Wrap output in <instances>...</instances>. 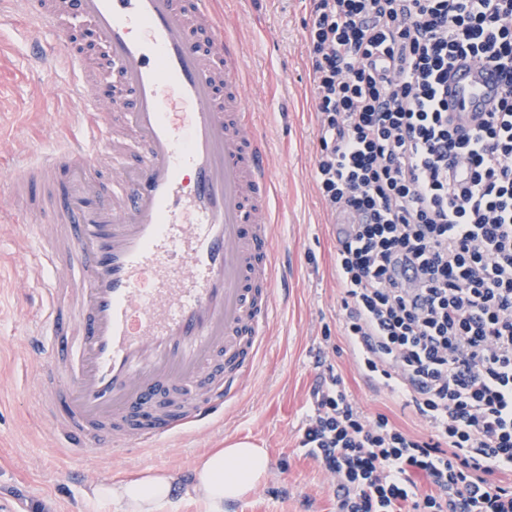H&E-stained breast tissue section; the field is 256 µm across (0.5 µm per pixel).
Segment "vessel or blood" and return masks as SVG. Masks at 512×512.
<instances>
[{"label":"vessel or blood","mask_w":512,"mask_h":512,"mask_svg":"<svg viewBox=\"0 0 512 512\" xmlns=\"http://www.w3.org/2000/svg\"><path fill=\"white\" fill-rule=\"evenodd\" d=\"M49 26L76 13L106 49L114 111L64 52L83 130L11 172L22 220L52 269L29 336L46 357L40 406L72 448H141L208 424L259 365L276 307L269 154L243 97V52L214 0H0V16ZM497 66L462 59L448 120L472 128L503 96ZM133 162L113 170L125 134ZM112 190H105V182Z\"/></svg>","instance_id":"b4317fda"}]
</instances>
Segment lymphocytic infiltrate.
Instances as JSON below:
<instances>
[{"instance_id": "lymphocytic-infiltrate-1", "label": "lymphocytic infiltrate", "mask_w": 512, "mask_h": 512, "mask_svg": "<svg viewBox=\"0 0 512 512\" xmlns=\"http://www.w3.org/2000/svg\"><path fill=\"white\" fill-rule=\"evenodd\" d=\"M308 2L343 337L430 435L365 416L332 372L300 445L334 477L337 512H512V0ZM460 58L507 86L467 131L448 121Z\"/></svg>"}]
</instances>
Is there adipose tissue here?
<instances>
[{"label":"adipose tissue","instance_id":"ef3b65f1","mask_svg":"<svg viewBox=\"0 0 512 512\" xmlns=\"http://www.w3.org/2000/svg\"><path fill=\"white\" fill-rule=\"evenodd\" d=\"M265 449L246 440L227 442L201 457L190 482L172 472H149L141 478L91 485L88 495L97 501L116 503L123 512H160L178 484L188 496L204 501L209 512H224L225 503L240 499L266 475Z\"/></svg>","mask_w":512,"mask_h":512}]
</instances>
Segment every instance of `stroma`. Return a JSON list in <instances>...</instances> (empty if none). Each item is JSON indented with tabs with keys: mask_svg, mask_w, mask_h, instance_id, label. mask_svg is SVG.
Here are the masks:
<instances>
[{
	"mask_svg": "<svg viewBox=\"0 0 512 512\" xmlns=\"http://www.w3.org/2000/svg\"><path fill=\"white\" fill-rule=\"evenodd\" d=\"M242 45L250 111L259 119L271 159L273 216L285 286L279 317L258 373L239 401L212 422L157 448L83 452L63 447L39 407V363L27 362L25 322L37 321L36 290L52 274L14 220L8 188L0 187V505L11 512H121L86 498L89 484H113L150 471L191 477L200 456L230 439L266 449L264 479L224 512H336L333 477L300 448L311 413V390L337 370L357 407L383 413L424 435L428 429L401 400L368 388L345 346V312L336 281L333 217L314 182L318 143L304 22L306 0H217ZM58 47L47 28L33 32L21 17H0V174L15 160L46 146H65L80 127L82 103L68 91L72 69L57 54L44 68L29 53L32 40Z\"/></svg>",
	"mask_w": 512,
	"mask_h": 512,
	"instance_id": "stroma-1",
	"label": "stroma"
}]
</instances>
